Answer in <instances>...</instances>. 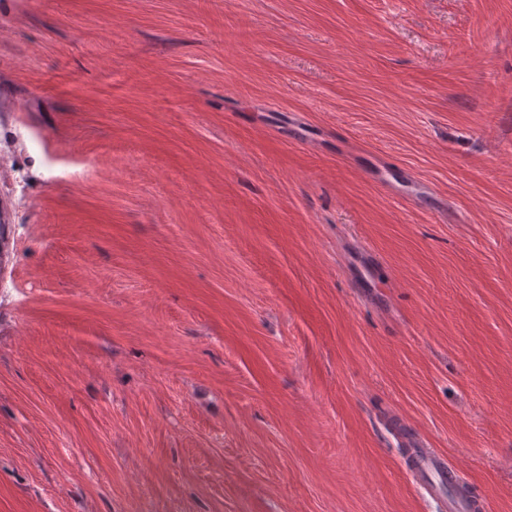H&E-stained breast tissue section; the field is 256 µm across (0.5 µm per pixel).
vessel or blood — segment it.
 Returning <instances> with one entry per match:
<instances>
[{"instance_id":"vessel-or-blood-1","label":"vessel or blood","mask_w":512,"mask_h":512,"mask_svg":"<svg viewBox=\"0 0 512 512\" xmlns=\"http://www.w3.org/2000/svg\"><path fill=\"white\" fill-rule=\"evenodd\" d=\"M403 462L418 491L432 498H443L445 512H481L483 505L472 493L456 489L460 473L436 450L418 444L405 449Z\"/></svg>"}]
</instances>
